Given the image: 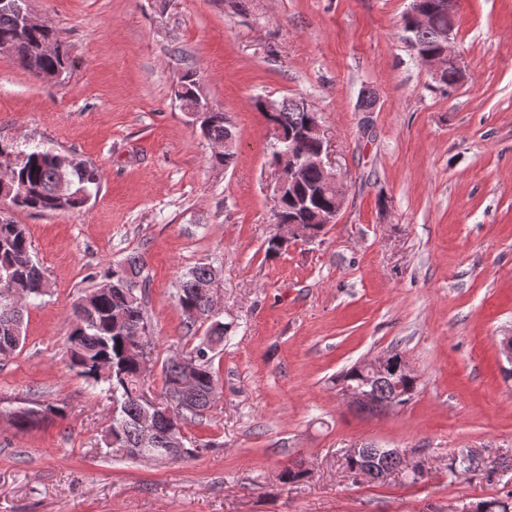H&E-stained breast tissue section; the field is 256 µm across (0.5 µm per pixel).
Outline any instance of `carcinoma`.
<instances>
[{
    "instance_id": "cac0c4a2",
    "label": "carcinoma",
    "mask_w": 512,
    "mask_h": 512,
    "mask_svg": "<svg viewBox=\"0 0 512 512\" xmlns=\"http://www.w3.org/2000/svg\"><path fill=\"white\" fill-rule=\"evenodd\" d=\"M425 7L435 9V21L426 26L414 25L413 19L403 15L404 39L412 54L435 53L440 48L438 30L455 23L457 0H422ZM7 47L25 71L38 80L58 72L68 73L70 63L59 31L49 25L25 28L19 25L14 10L0 6V48ZM185 92L178 97L181 106L195 103L199 78L189 68L182 76ZM279 112L273 116L286 133L292 131L305 117L301 102L283 99ZM224 112L215 109L197 117V127L211 144L224 143L231 126ZM20 154L22 158L13 169L11 180L0 186V201L15 209L40 213L79 211L89 198L99 191L100 170L72 154L54 152L39 146L19 150L0 141V154ZM69 182L68 195L60 201L57 195L59 173ZM322 180L319 171L311 169L293 194L277 201L274 219L284 222L298 215L309 238L316 239L325 225L315 222L317 211L332 204L334 193L319 191ZM302 193L315 196L310 208L298 214L293 207V196ZM145 261L140 254H131L112 266L105 278L112 281V292L86 289L77 298L70 315L71 332L67 339L70 369L112 398L113 416L105 442L108 448H139L141 452L126 456L128 460L146 462H178L191 457L192 449L182 437L183 425L199 419L211 408L210 397L220 388L214 358L217 347L224 344L227 326L213 317L209 298L198 285L217 279L218 270L209 263H200L179 279L175 301L185 316V328L192 331L196 325L208 323L206 334L184 359L193 363L191 375H186L179 360H171L164 368V392L150 406L142 401L144 378L140 371L138 343L125 333L126 324L142 325L148 354H153L156 336L146 312V283L142 278ZM52 288L40 263L33 255L27 229L0 211V360L22 347L24 340V312L14 306L12 296L26 299L43 297ZM413 380L398 373L376 383L373 391L379 399L394 394L407 404ZM14 426L23 431L65 417L59 403L31 401L12 408ZM181 441L178 455L168 457L163 449L172 446V440Z\"/></svg>"
}]
</instances>
